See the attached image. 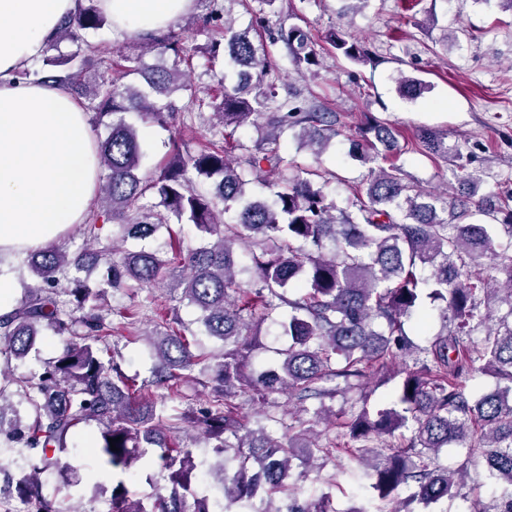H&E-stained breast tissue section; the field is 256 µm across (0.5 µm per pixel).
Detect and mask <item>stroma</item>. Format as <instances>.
<instances>
[{"label":"stroma","instance_id":"stroma-1","mask_svg":"<svg viewBox=\"0 0 512 512\" xmlns=\"http://www.w3.org/2000/svg\"><path fill=\"white\" fill-rule=\"evenodd\" d=\"M229 9L238 28H255L275 67L280 96L300 91L303 99L324 105L337 113L346 128L358 125L364 113L390 124L399 142L413 140L418 129L447 133L450 150L469 156V167L478 177L477 195L512 194V13L502 10L499 0H366L358 10L344 12L342 0H195L191 10L196 22L186 27L177 20L172 28L185 34L193 56L185 71L187 89L172 99L185 105L189 92H196L207 106L188 139L198 149L218 140L212 107L224 95V64L208 68L206 47L213 25L206 17L212 9ZM296 24L309 31L318 53L316 73L297 78L282 44L273 42L278 24ZM457 30L454 46L443 47L438 39L444 28ZM343 31L361 41L375 55L371 64H357L335 55L327 44L331 31ZM86 41L112 49L110 63L96 67V74H112L125 56L140 58L142 65L157 64L156 54H142L132 37L104 27L89 30ZM414 75L427 82L429 91L409 101L397 92L400 74ZM282 150L303 167L316 166L332 173L328 191L347 198L353 186L363 185L367 166L347 157L349 142L339 136L320 158L300 149L293 133L281 137ZM406 181L422 188L456 192L458 182L451 161L429 159L418 152L400 156ZM142 326L120 322L112 325V339L120 347V364L128 374L147 377L153 362L148 355ZM100 427L79 426L62 462L75 467V486L66 487L58 474L47 478L48 493L56 494L61 512H109L112 475L95 459ZM464 497L437 505V512H467L471 499L492 504L500 494L488 482L483 468L473 467L463 487Z\"/></svg>","mask_w":512,"mask_h":512}]
</instances>
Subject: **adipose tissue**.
Returning <instances> with one entry per match:
<instances>
[{
	"label": "adipose tissue",
	"mask_w": 512,
	"mask_h": 512,
	"mask_svg": "<svg viewBox=\"0 0 512 512\" xmlns=\"http://www.w3.org/2000/svg\"><path fill=\"white\" fill-rule=\"evenodd\" d=\"M76 0H0V255L23 257L85 223L98 188L89 114L68 86L20 79ZM115 30L161 31L193 0H100Z\"/></svg>",
	"instance_id": "1"
}]
</instances>
